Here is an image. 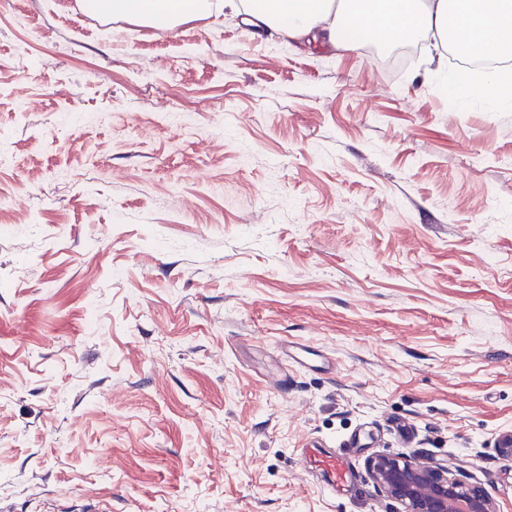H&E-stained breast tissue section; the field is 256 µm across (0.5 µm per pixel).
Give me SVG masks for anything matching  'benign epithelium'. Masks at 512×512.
Segmentation results:
<instances>
[{"instance_id":"1","label":"benign epithelium","mask_w":512,"mask_h":512,"mask_svg":"<svg viewBox=\"0 0 512 512\" xmlns=\"http://www.w3.org/2000/svg\"><path fill=\"white\" fill-rule=\"evenodd\" d=\"M367 474L375 489L400 502L405 512H500L488 493L467 487L441 462L376 454L367 460Z\"/></svg>"}]
</instances>
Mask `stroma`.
Listing matches in <instances>:
<instances>
[{"mask_svg":"<svg viewBox=\"0 0 512 512\" xmlns=\"http://www.w3.org/2000/svg\"><path fill=\"white\" fill-rule=\"evenodd\" d=\"M211 2L0 0V506L401 512L384 454L512 512V109ZM85 9L102 17L120 16L154 26L171 28L211 13V4L201 0H84ZM305 465L312 471L322 472L330 477L331 489L339 488L347 481L348 467L345 460L335 452L317 449L305 456Z\"/></svg>","mask_w":512,"mask_h":512,"instance_id":"stroma-1","label":"stroma"}]
</instances>
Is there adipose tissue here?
I'll use <instances>...</instances> for the list:
<instances>
[{
	"label": "adipose tissue",
	"mask_w": 512,
	"mask_h": 512,
	"mask_svg": "<svg viewBox=\"0 0 512 512\" xmlns=\"http://www.w3.org/2000/svg\"><path fill=\"white\" fill-rule=\"evenodd\" d=\"M368 0H224L231 12L246 11L256 31L320 48L352 51L371 40L376 28L389 41L434 38L462 53L512 57V0H379L369 12ZM85 9L102 17L120 16L140 23L174 27L211 12L206 0H84ZM454 93L483 94L490 111L512 107V73L498 71L475 78L455 72Z\"/></svg>",
	"instance_id": "obj_1"
}]
</instances>
